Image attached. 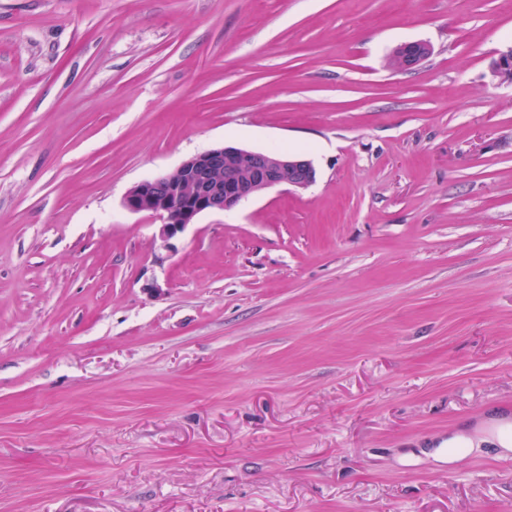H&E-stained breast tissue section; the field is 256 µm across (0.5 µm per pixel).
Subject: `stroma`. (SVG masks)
Returning <instances> with one entry per match:
<instances>
[{
  "label": "stroma",
  "mask_w": 512,
  "mask_h": 512,
  "mask_svg": "<svg viewBox=\"0 0 512 512\" xmlns=\"http://www.w3.org/2000/svg\"><path fill=\"white\" fill-rule=\"evenodd\" d=\"M511 46L512 0H0V512H512V454L435 453L512 418ZM224 144L317 179L124 208ZM393 54L400 58L402 70H413L428 57L430 47L423 41H413L397 46L389 57V65L394 69H399L401 64Z\"/></svg>",
  "instance_id": "1"
}]
</instances>
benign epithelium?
Listing matches in <instances>:
<instances>
[{"label": "benign epithelium", "mask_w": 512, "mask_h": 512, "mask_svg": "<svg viewBox=\"0 0 512 512\" xmlns=\"http://www.w3.org/2000/svg\"><path fill=\"white\" fill-rule=\"evenodd\" d=\"M393 54L402 69L413 70L430 54L423 41L397 46ZM493 77L512 82V48L492 62ZM317 170L303 155L253 151L224 145L193 155L174 170L144 180L125 195L123 206L161 221L159 233L172 239L205 213H223L270 188L288 185L306 188Z\"/></svg>", "instance_id": "obj_1"}]
</instances>
